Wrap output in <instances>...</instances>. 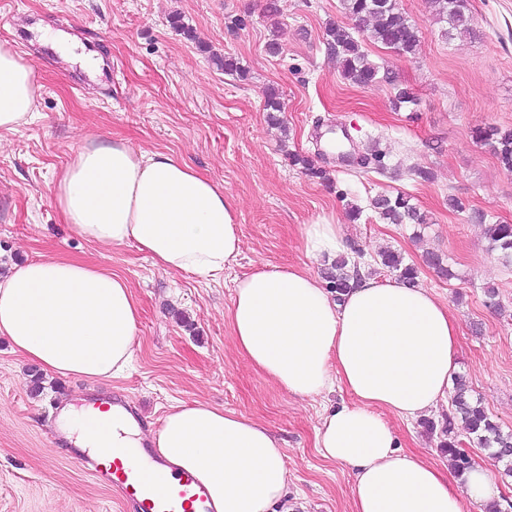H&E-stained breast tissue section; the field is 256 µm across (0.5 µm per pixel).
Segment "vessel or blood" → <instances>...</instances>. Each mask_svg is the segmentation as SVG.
Instances as JSON below:
<instances>
[{
	"instance_id": "vessel-or-blood-1",
	"label": "vessel or blood",
	"mask_w": 512,
	"mask_h": 512,
	"mask_svg": "<svg viewBox=\"0 0 512 512\" xmlns=\"http://www.w3.org/2000/svg\"><path fill=\"white\" fill-rule=\"evenodd\" d=\"M93 475L117 492L132 512H214L206 488L189 471L172 466L155 449L143 458L115 446L96 453L76 454Z\"/></svg>"
}]
</instances>
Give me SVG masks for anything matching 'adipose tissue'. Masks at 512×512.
I'll return each mask as SVG.
<instances>
[{
    "label": "adipose tissue",
    "mask_w": 512,
    "mask_h": 512,
    "mask_svg": "<svg viewBox=\"0 0 512 512\" xmlns=\"http://www.w3.org/2000/svg\"><path fill=\"white\" fill-rule=\"evenodd\" d=\"M39 89L31 63L0 46V130L35 117ZM53 192L81 238L136 244L166 271L214 278L241 250L223 187L169 154L86 140ZM302 235L313 258L345 250L328 219L304 225ZM139 316L127 280L91 262L43 255L0 279V335L60 376L122 374ZM228 318L238 351L288 393L315 398L342 387L354 395V402L326 408L316 431L322 458L351 470L353 512H465V500L493 496L487 472L453 478L402 450L386 420L427 415L448 397L457 327L428 288L363 272L339 302L308 271L274 267L237 281ZM112 440L130 449L149 443L192 472L216 512H293L286 453L254 419L182 403L149 435L113 420Z\"/></svg>",
    "instance_id": "ef3b65f1"
}]
</instances>
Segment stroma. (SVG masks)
<instances>
[{"instance_id": "stroma-1", "label": "stroma", "mask_w": 512, "mask_h": 512, "mask_svg": "<svg viewBox=\"0 0 512 512\" xmlns=\"http://www.w3.org/2000/svg\"><path fill=\"white\" fill-rule=\"evenodd\" d=\"M0 0V45L22 53L40 85L38 115L0 131V276L44 254L84 259L124 277L140 306L133 358L122 376L91 381L41 372L0 335V512H127L111 488L62 454L52 433L55 402L129 398L159 427L170 407L208 402L256 419L287 454L294 512H353L347 467L323 459L315 433L324 407L353 402L345 389L314 399L282 390L237 350L227 317L236 279L295 266L320 275L303 224H338L347 255L382 279L383 251L415 265L419 284L448 306L458 329V375L503 431H512V265L489 247L472 211L512 224V173L471 130L512 127V0H468L474 37L446 39L428 0H398L422 38L404 56L363 41L369 60L396 84L359 87L344 80L325 44V27L346 24L340 0ZM181 17L191 29L171 25ZM66 33L97 52V73L38 40L39 27ZM278 43L270 54L269 43ZM235 57L246 78L224 73L212 54ZM412 89L414 109L396 110V86ZM276 87L284 128L272 126L264 94ZM123 139L165 152L204 173L230 196L243 241L223 275L202 278L156 267L135 246H97L69 228L53 180L85 139ZM297 153L329 171L305 175ZM423 166L430 180L416 178ZM412 196L425 224H387L373 207L381 195ZM458 198L462 211L448 208ZM360 208L351 220V208ZM438 254L451 277L425 261ZM495 289L488 299L487 289ZM41 374L33 389V374ZM403 450L447 468L438 433L420 420L388 419ZM494 482L493 500L512 499V477L490 449L463 441Z\"/></svg>"}]
</instances>
